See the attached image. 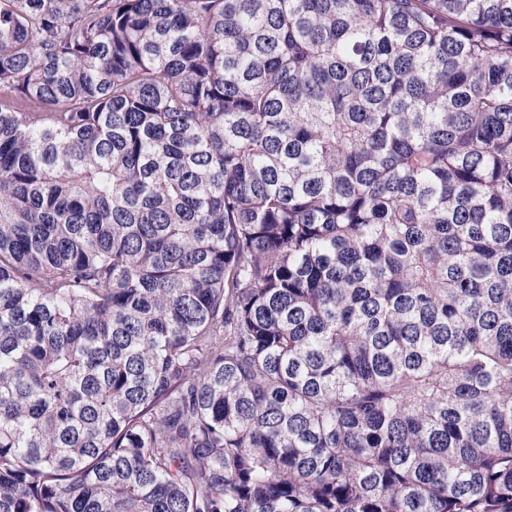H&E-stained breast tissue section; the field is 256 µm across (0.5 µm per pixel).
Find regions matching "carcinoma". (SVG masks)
I'll return each mask as SVG.
<instances>
[{
    "label": "carcinoma",
    "instance_id": "cac0c4a2",
    "mask_svg": "<svg viewBox=\"0 0 512 512\" xmlns=\"http://www.w3.org/2000/svg\"><path fill=\"white\" fill-rule=\"evenodd\" d=\"M0 512H512V0H0Z\"/></svg>",
    "mask_w": 512,
    "mask_h": 512
}]
</instances>
